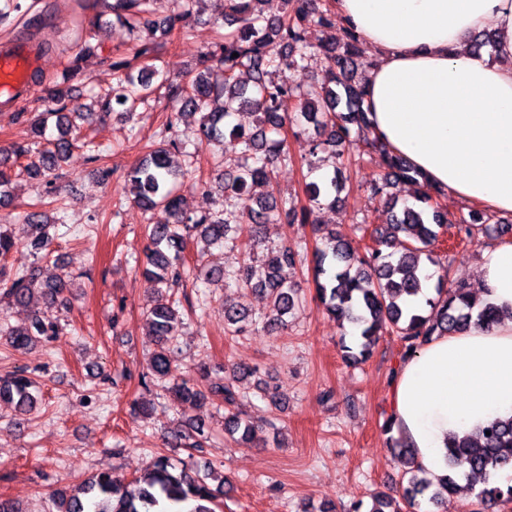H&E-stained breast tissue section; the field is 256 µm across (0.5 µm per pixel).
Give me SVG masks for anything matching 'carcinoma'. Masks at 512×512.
Instances as JSON below:
<instances>
[{
  "mask_svg": "<svg viewBox=\"0 0 512 512\" xmlns=\"http://www.w3.org/2000/svg\"><path fill=\"white\" fill-rule=\"evenodd\" d=\"M201 2L183 0L180 14L163 17L154 9L156 0H113L111 9L118 23L131 31L139 29L151 39L158 33L168 35L174 31L189 38ZM221 2L214 22L234 25L236 29L222 35L200 55L202 70L190 82L174 83L155 68L137 69L130 61L120 59L112 62L116 86L94 94L89 104L75 102L73 83L85 81L79 62L98 51V46L86 41L50 90V99L57 108L38 113L30 120V142L8 150L19 168L16 176L39 178L52 190L61 164L73 150L84 149L91 153L92 160H99L93 141L81 131V123H90L96 116L92 108L131 117L138 105L149 100L156 81L168 85L178 105V111L167 118L166 130L174 129L187 114L197 115V126L183 131L186 138L222 144L229 135L243 145L242 159L209 181L210 188L224 195V213L220 216L208 213L193 217L182 210L174 184L178 175L173 154L179 148L176 142H150L145 157L128 173L134 205L144 214L161 210L167 215L161 223L144 224L147 246L141 273L153 291L144 317L154 349L147 371L139 374V382L145 386L150 379L168 384L172 400L181 407L182 420L168 435L177 447L191 438L193 447H202L204 430L192 422L191 413L216 399L224 403V434L236 445L250 446L256 426L235 411L239 391L233 383L206 364L196 366L198 379L194 382L177 375L174 347L182 319L171 291L184 287L190 277L234 282L241 291V300L224 302V331L231 336L247 335L259 324L269 334L284 329V316L302 300L300 285L288 280L284 273V268L296 263L297 252L292 246L285 243L268 255L265 276L256 281L253 267L246 262L228 273L201 262L186 265L188 241L195 238L203 243L198 251L202 257L210 247L223 245L230 226L235 225L243 231L241 246L251 254L264 243L267 225L305 221L323 203L335 205L341 200L355 165L343 146L355 139L365 140L368 152L376 155L384 169L370 183L368 193L373 199L384 200L392 218L382 227L361 225V231L370 239L364 247H355L334 232L325 234L313 229L322 245L313 253L311 282L323 311L341 330L338 346L342 359L354 365L368 360L385 333L399 337L407 357L435 336H449L474 323L491 327L501 319L493 305L476 301L466 285L448 284L447 273L438 278L437 298L426 300L428 310L410 304V298L420 291L426 264L435 263L434 245L448 233V213L440 203L444 192L427 185L416 203L399 200L392 189L401 182H418L419 174L383 144L365 139V91L363 84L354 80L361 57L360 36L346 27L343 49L331 43L320 44L318 51L327 61L323 81L319 88L302 94L292 85L275 80V75L282 68L296 67L305 60L310 52L305 30L312 16H317L318 25L327 27L336 25V15L328 8H319L317 0H282L280 10L269 15L258 10V4L267 0ZM245 112L255 116L250 128L233 123L236 116ZM51 116L56 117L60 132L48 139L45 127ZM310 124L322 132L310 154L330 150L338 159L333 173L324 182L306 184L307 204L299 208L288 205V200L274 190L254 196V186L271 184L275 163L286 156L287 136L306 132ZM16 221L17 228L0 229V259L23 241L35 253L49 258L46 227L50 221L37 204L19 212ZM454 228L453 236L461 241L476 231L498 236L512 232V224L477 210L461 218ZM401 234L406 238L401 252L388 251ZM69 287L68 274L42 284L33 271L16 274L6 264H0V295L12 305L26 307L38 293L47 307L63 306ZM252 295L265 303L258 314L245 302ZM56 331L54 322L35 313L22 328H0V336L13 350L25 351ZM257 389L274 407L281 406L283 394L276 386L259 381ZM38 397L36 383L25 372L0 378V403L14 405L19 413L30 412ZM383 429L390 434L388 452L401 470V493L397 497L372 495L368 512H421L423 504L436 506L449 496L464 499L467 512H492L512 504V483L503 485L495 479L502 471H512V417L495 419L476 435L451 437L448 473L434 481L422 476L416 449L403 437L391 436L390 420L384 421ZM135 483L136 488L131 490L112 471L103 470L76 487L54 492L52 499L57 512H215L212 505L224 497V483L212 486L197 471L177 466L164 456L156 457Z\"/></svg>",
  "mask_w": 512,
  "mask_h": 512,
  "instance_id": "1",
  "label": "carcinoma"
}]
</instances>
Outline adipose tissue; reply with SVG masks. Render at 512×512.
I'll return each mask as SVG.
<instances>
[{
	"label": "adipose tissue",
	"mask_w": 512,
	"mask_h": 512,
	"mask_svg": "<svg viewBox=\"0 0 512 512\" xmlns=\"http://www.w3.org/2000/svg\"><path fill=\"white\" fill-rule=\"evenodd\" d=\"M336 11L376 55L364 81L371 136L434 187L512 214V0H336ZM489 25L493 53L471 51ZM479 288L503 319L433 338L391 383L393 431L435 476L450 435L512 416L511 242L483 250Z\"/></svg>",
	"instance_id": "obj_1"
}]
</instances>
